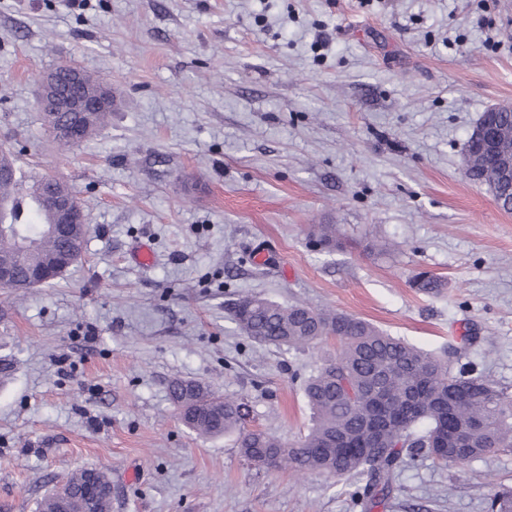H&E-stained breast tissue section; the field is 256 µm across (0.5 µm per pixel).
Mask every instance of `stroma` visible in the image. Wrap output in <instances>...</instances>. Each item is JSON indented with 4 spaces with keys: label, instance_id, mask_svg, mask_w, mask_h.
Here are the masks:
<instances>
[{
    "label": "stroma",
    "instance_id": "1",
    "mask_svg": "<svg viewBox=\"0 0 512 512\" xmlns=\"http://www.w3.org/2000/svg\"><path fill=\"white\" fill-rule=\"evenodd\" d=\"M64 62L114 103L62 151L36 80ZM495 104H512V0H0V147L69 185L91 227L63 276L0 288V512L86 469L111 477L112 512H361L347 481L257 468L179 420L175 378L282 439L310 426L303 380L336 343L253 342L231 315L247 295L454 347L512 393V212L462 172ZM421 271L441 293L411 288ZM394 487L375 512H490L512 451L409 458Z\"/></svg>",
    "mask_w": 512,
    "mask_h": 512
}]
</instances>
